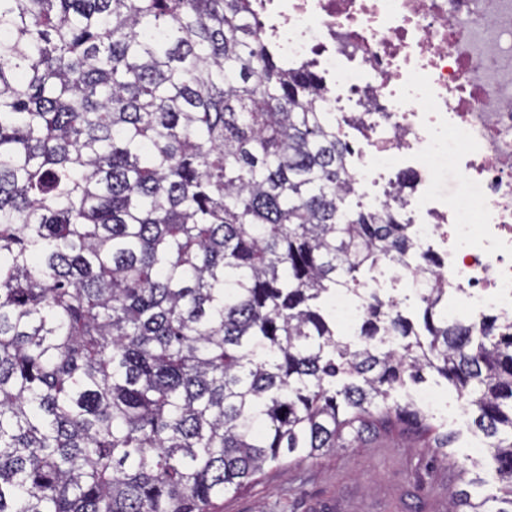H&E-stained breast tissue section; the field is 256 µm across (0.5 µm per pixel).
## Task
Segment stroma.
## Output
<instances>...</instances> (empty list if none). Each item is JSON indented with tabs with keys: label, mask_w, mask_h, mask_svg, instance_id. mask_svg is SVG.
<instances>
[{
	"label": "stroma",
	"mask_w": 512,
	"mask_h": 512,
	"mask_svg": "<svg viewBox=\"0 0 512 512\" xmlns=\"http://www.w3.org/2000/svg\"><path fill=\"white\" fill-rule=\"evenodd\" d=\"M426 385L446 400L431 416L454 438L447 462L413 437L369 434L349 448L266 467L250 486L226 495L221 512H448L464 490L494 512L498 475L487 455L470 450L480 438L471 415L461 413L456 391L442 380L431 376Z\"/></svg>",
	"instance_id": "35a3bbf8"
}]
</instances>
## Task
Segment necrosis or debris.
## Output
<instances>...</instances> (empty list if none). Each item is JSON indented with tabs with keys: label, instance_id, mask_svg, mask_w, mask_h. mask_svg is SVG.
I'll list each match as a JSON object with an SVG mask.
<instances>
[{
	"label": "necrosis or debris",
	"instance_id": "1",
	"mask_svg": "<svg viewBox=\"0 0 512 512\" xmlns=\"http://www.w3.org/2000/svg\"><path fill=\"white\" fill-rule=\"evenodd\" d=\"M292 67L326 81L348 169L369 209L396 208L415 244L373 267L365 293L328 304L355 333L366 292L422 296L448 283V312L512 320V0H252ZM455 171L463 193L436 188ZM437 258L428 273L424 256Z\"/></svg>",
	"mask_w": 512,
	"mask_h": 512
}]
</instances>
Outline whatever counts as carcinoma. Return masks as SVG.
<instances>
[{
  "instance_id": "obj_1",
  "label": "carcinoma",
  "mask_w": 512,
  "mask_h": 512,
  "mask_svg": "<svg viewBox=\"0 0 512 512\" xmlns=\"http://www.w3.org/2000/svg\"><path fill=\"white\" fill-rule=\"evenodd\" d=\"M251 0H0V512H219L270 463L398 422L436 375L475 413L512 512V322L371 295L401 260L354 199L323 79ZM461 494L448 512H489Z\"/></svg>"
}]
</instances>
